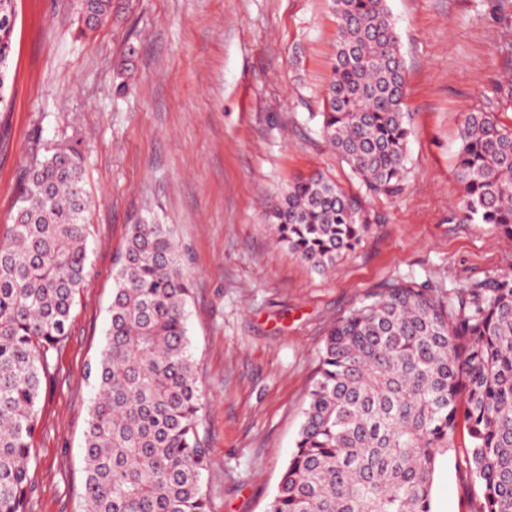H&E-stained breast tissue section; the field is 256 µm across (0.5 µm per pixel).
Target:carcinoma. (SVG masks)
<instances>
[{"label": "carcinoma", "instance_id": "1", "mask_svg": "<svg viewBox=\"0 0 512 512\" xmlns=\"http://www.w3.org/2000/svg\"><path fill=\"white\" fill-rule=\"evenodd\" d=\"M331 2L320 132L368 191L396 196L412 133L398 31L387 0ZM111 10L112 0H79L89 22ZM16 21L15 0H0V118ZM456 175L464 218L512 238V125L464 113ZM15 208L0 241V512H29L42 387L86 273L79 151L57 144L34 157ZM267 221L318 274L370 228L361 202L319 173L289 186ZM114 265L110 322L88 370L84 512H208L187 257L170 225L141 218ZM461 426L474 512H512V275L446 292L412 276L385 282L329 330L268 512H433L434 475Z\"/></svg>", "mask_w": 512, "mask_h": 512}]
</instances>
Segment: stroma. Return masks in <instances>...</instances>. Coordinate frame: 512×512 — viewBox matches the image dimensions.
I'll use <instances>...</instances> for the list:
<instances>
[{
  "label": "stroma",
  "mask_w": 512,
  "mask_h": 512,
  "mask_svg": "<svg viewBox=\"0 0 512 512\" xmlns=\"http://www.w3.org/2000/svg\"><path fill=\"white\" fill-rule=\"evenodd\" d=\"M77 0H16L0 125V239L36 151L74 144L90 200L87 274L44 386L30 512H82V444L103 347L113 257L152 212L190 257L188 327L212 465L210 512H266L291 457L328 327L406 274L459 288L512 272V239L455 217L462 115L494 112L512 75V0H388L413 134L402 194L370 197L314 115L336 54L330 0H112L83 30ZM378 217L324 274L276 245L265 216L314 173ZM463 455L442 457L433 512H472Z\"/></svg>",
  "instance_id": "35a3bbf8"
}]
</instances>
